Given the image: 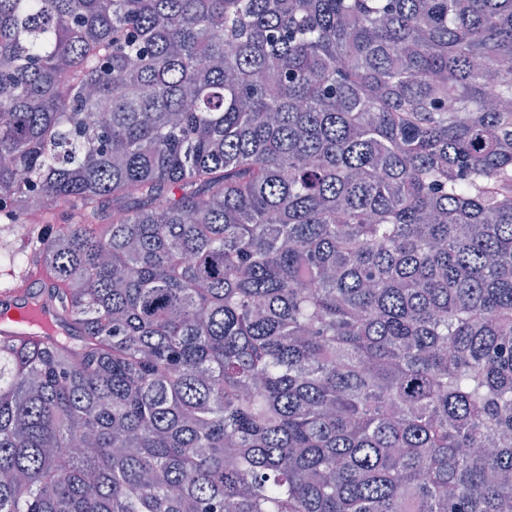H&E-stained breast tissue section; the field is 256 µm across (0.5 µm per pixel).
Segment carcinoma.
<instances>
[{
  "mask_svg": "<svg viewBox=\"0 0 512 512\" xmlns=\"http://www.w3.org/2000/svg\"><path fill=\"white\" fill-rule=\"evenodd\" d=\"M512 0H0V512H512ZM0 332L3 336H26L28 328L25 307L13 299L1 296Z\"/></svg>",
  "mask_w": 512,
  "mask_h": 512,
  "instance_id": "obj_1",
  "label": "carcinoma"
}]
</instances>
